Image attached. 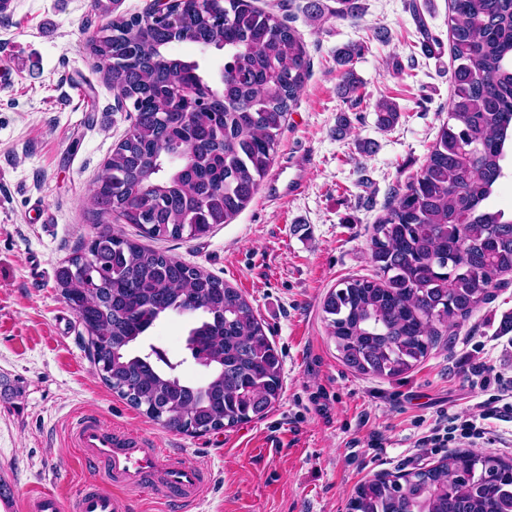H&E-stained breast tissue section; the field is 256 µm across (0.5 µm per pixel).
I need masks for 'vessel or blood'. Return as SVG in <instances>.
Here are the masks:
<instances>
[{"label":"vessel or blood","mask_w":512,"mask_h":512,"mask_svg":"<svg viewBox=\"0 0 512 512\" xmlns=\"http://www.w3.org/2000/svg\"><path fill=\"white\" fill-rule=\"evenodd\" d=\"M68 433L79 458L98 465L101 476L84 480L67 504L50 492L28 496L24 512H131L126 495L130 489L152 491L187 508L209 487L206 470L150 447L140 436L106 425L96 416L74 414Z\"/></svg>","instance_id":"1"}]
</instances>
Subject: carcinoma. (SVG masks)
<instances>
[{
	"label": "carcinoma",
	"mask_w": 512,
	"mask_h": 512,
	"mask_svg": "<svg viewBox=\"0 0 512 512\" xmlns=\"http://www.w3.org/2000/svg\"><path fill=\"white\" fill-rule=\"evenodd\" d=\"M336 0L330 16L359 14ZM453 95L425 164L381 216L371 236V278L330 291L322 309L346 365L399 377L492 298L512 272V218L489 204L512 144V0H448ZM185 43L224 53L223 74ZM129 132L92 190L94 223L84 249L56 268V285L88 335L98 375L151 420L185 434L263 417L283 388L282 360L254 308L222 280L141 246L112 222L153 239H190L228 224L254 197L272 165L310 60L300 33L250 0H170L163 18L111 20L90 40ZM336 54L345 98L360 96ZM393 127L394 103L377 104ZM170 312L200 314L188 349L209 370L202 385L180 363L142 348L144 333ZM349 512H512V458L451 451L436 465L359 484Z\"/></svg>",
	"instance_id": "1"
}]
</instances>
